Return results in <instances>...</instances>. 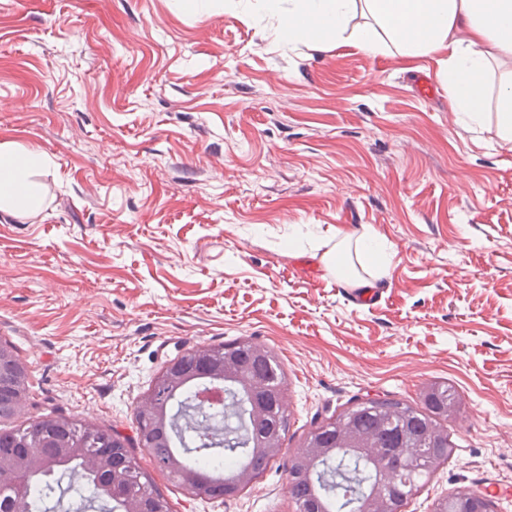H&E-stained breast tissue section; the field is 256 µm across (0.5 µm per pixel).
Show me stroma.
Instances as JSON below:
<instances>
[{
	"instance_id": "35a3bbf8",
	"label": "stroma",
	"mask_w": 512,
	"mask_h": 512,
	"mask_svg": "<svg viewBox=\"0 0 512 512\" xmlns=\"http://www.w3.org/2000/svg\"><path fill=\"white\" fill-rule=\"evenodd\" d=\"M439 60L288 45L220 2L0 0V146L52 160L35 214L0 210L23 417L119 431L170 512H297L286 463L312 430L445 381L455 449L404 512L468 490L512 512V149L453 112ZM308 227L320 250L374 231L385 275L282 246ZM238 339L280 364L288 430L237 496L196 499L135 412L170 359Z\"/></svg>"
}]
</instances>
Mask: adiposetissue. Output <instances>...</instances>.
Wrapping results in <instances>:
<instances>
[{
    "mask_svg": "<svg viewBox=\"0 0 512 512\" xmlns=\"http://www.w3.org/2000/svg\"><path fill=\"white\" fill-rule=\"evenodd\" d=\"M227 6L259 25L287 10L289 40L304 39L318 50L340 39L359 11L373 19L354 36L367 53L413 57L447 50L440 77L448 84L452 109L479 128L486 108H493L501 144H512V0H227ZM50 163L48 156L23 146L1 148L0 210L34 212L40 197L28 175ZM352 247L376 270L389 254L387 243L371 231L353 244L337 242L323 259L338 276L349 274L345 257Z\"/></svg>",
    "mask_w": 512,
    "mask_h": 512,
    "instance_id": "adipose-tissue-1",
    "label": "adipose tissue"
}]
</instances>
